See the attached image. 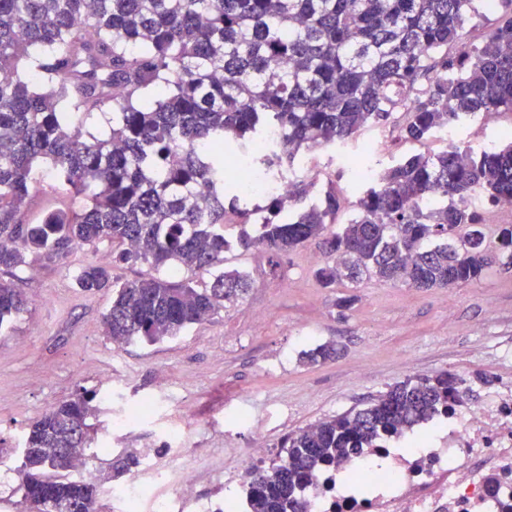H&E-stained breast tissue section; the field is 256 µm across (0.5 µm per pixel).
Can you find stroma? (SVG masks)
I'll return each mask as SVG.
<instances>
[{
  "mask_svg": "<svg viewBox=\"0 0 512 512\" xmlns=\"http://www.w3.org/2000/svg\"><path fill=\"white\" fill-rule=\"evenodd\" d=\"M395 126L370 125L343 149L383 170L419 152L436 153L445 142L399 137ZM300 164L316 169L319 187L306 204L336 191L343 205L337 223H347L361 189L350 184L333 149L302 151ZM88 248L73 249L68 268L34 263L21 287L26 312L0 338V448H15L24 429L77 388L100 395L91 422L101 427L121 411L150 397H165L164 409L115 431L113 447L154 449L157 468L171 460L161 435L182 426L179 449L188 459H213L219 471L197 483L200 497H220L227 475L250 464L244 456L262 432L272 460L279 440L325 418L363 406L390 386L448 372L466 382L467 399H478L491 376H512V268L494 266L480 279L455 288L420 290L376 279L324 288L314 271L325 257L309 243L282 259L284 279L262 274L255 253L228 252L225 265L250 271L255 284L215 320L194 325L170 341L133 343L113 355L102 317L112 295L76 288L71 270L98 261ZM350 307H339L342 297ZM264 308L268 317L257 318ZM336 344L335 360L303 362V351Z\"/></svg>",
  "mask_w": 512,
  "mask_h": 512,
  "instance_id": "obj_1",
  "label": "stroma"
}]
</instances>
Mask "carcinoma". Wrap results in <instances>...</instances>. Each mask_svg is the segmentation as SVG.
I'll list each match as a JSON object with an SVG mask.
<instances>
[{
	"mask_svg": "<svg viewBox=\"0 0 512 512\" xmlns=\"http://www.w3.org/2000/svg\"><path fill=\"white\" fill-rule=\"evenodd\" d=\"M496 6L503 19L480 45L465 42L466 21ZM109 109V131H91ZM399 110L412 141L477 114L512 113V0H0V335L27 310L21 274L38 260L66 267L77 247L110 248L70 274L84 293L112 291L104 335L124 344L172 339L246 294L250 273L224 268L236 246L263 253L275 274L282 256L318 239L327 260L314 276L324 288L480 279L512 250V224L498 225L494 247L484 213L469 205L479 193L512 208L507 137L381 171L336 230L333 190L309 207L303 180L262 207L232 191L224 155L269 124L282 140L258 162L281 168ZM48 178L81 205L29 224L24 209ZM203 184L207 202L196 195ZM230 215L257 233L228 238ZM130 262L209 283L112 279V264ZM336 356L333 343L302 353L309 364ZM464 384L448 372L408 379L284 437L285 459L254 474L253 512H301L298 493L316 469L448 411ZM96 397L79 389L24 431L16 472L27 512H100L98 485L69 477L94 440ZM134 464L132 453L115 457L112 477Z\"/></svg>",
	"mask_w": 512,
	"mask_h": 512,
	"instance_id": "1",
	"label": "carcinoma"
}]
</instances>
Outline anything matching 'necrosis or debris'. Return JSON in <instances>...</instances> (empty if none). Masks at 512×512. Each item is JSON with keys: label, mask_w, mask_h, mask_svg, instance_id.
<instances>
[{"label": "necrosis or debris", "mask_w": 512, "mask_h": 512, "mask_svg": "<svg viewBox=\"0 0 512 512\" xmlns=\"http://www.w3.org/2000/svg\"><path fill=\"white\" fill-rule=\"evenodd\" d=\"M416 440L365 448L315 472L302 512H512L511 378L490 379L479 400L456 403ZM154 455L141 449V469L107 488L113 512H137L145 501L153 512H218L194 494L199 466L156 470Z\"/></svg>", "instance_id": "obj_1"}]
</instances>
